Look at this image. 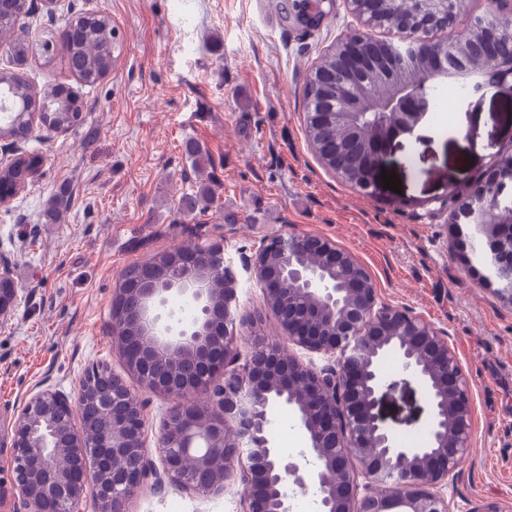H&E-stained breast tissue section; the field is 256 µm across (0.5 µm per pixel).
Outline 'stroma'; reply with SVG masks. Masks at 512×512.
Masks as SVG:
<instances>
[{
    "label": "stroma",
    "instance_id": "obj_1",
    "mask_svg": "<svg viewBox=\"0 0 512 512\" xmlns=\"http://www.w3.org/2000/svg\"><path fill=\"white\" fill-rule=\"evenodd\" d=\"M91 12L108 14L118 34L112 70L97 84L83 85L58 56L25 64L35 90L78 93L85 120L62 134L34 129L22 144L37 160L34 182L0 207L19 289L0 328V424L39 383L73 396L92 368L122 372L114 290L129 267L184 244L220 245L240 313L257 335L277 337L245 260L267 236L314 232L354 254L382 302L427 319L459 357L473 456L448 481L452 512H512V292L482 287L478 245L448 230L449 202L494 152L512 150V99L472 98L392 141L386 170L401 189L368 195L322 165L305 130L311 69L358 26L346 0H60L52 12L31 0L27 39ZM61 194L68 205L51 218ZM386 371L380 417L400 443L424 441L422 387L400 364ZM271 419L282 459L303 464L292 417L280 409ZM245 494L239 483L209 495L147 485L125 512H244Z\"/></svg>",
    "mask_w": 512,
    "mask_h": 512
}]
</instances>
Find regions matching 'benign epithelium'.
I'll return each instance as SVG.
<instances>
[{"label":"benign epithelium","mask_w":512,"mask_h":512,"mask_svg":"<svg viewBox=\"0 0 512 512\" xmlns=\"http://www.w3.org/2000/svg\"><path fill=\"white\" fill-rule=\"evenodd\" d=\"M362 31L337 42L309 77L319 105L305 113L311 146L322 163L356 190L371 194L387 163V145L422 123L430 100L424 86L483 47L485 64L469 71L470 95L487 88L512 96V8L495 19L460 28L467 0H402L395 11L397 40L373 31L385 26L388 0H347ZM437 33L447 40L438 41ZM386 102L393 111L365 131L361 112ZM14 140L0 150V172L20 160ZM512 191V155H498L487 174L449 213L455 231L466 226L487 246V282L512 287V247L504 241L500 198ZM210 248L176 249L142 264L148 273L122 279L112 299V343L125 375L104 367L88 373L71 398L43 383L33 388L6 428L14 489L27 512H82L93 489L100 512H123L134 492L153 479L160 490L180 486L215 493L241 481L247 512H291L288 484L320 491L321 512H452L441 487L470 452L471 387L455 350L423 317L380 299L366 267L348 250L317 233L262 240L246 261L282 342L251 347L230 327L237 279L228 266L224 287L211 288ZM12 253L0 248V325L17 300ZM190 302L187 326L163 321L168 296ZM322 355L317 368L288 353L286 343ZM402 360L431 406L424 444L399 445L376 406L381 362ZM136 380L132 386L126 377ZM173 395L150 458L144 405L136 387ZM203 390L207 398L195 394ZM277 399L308 435L316 460L308 478L281 465L266 433L267 409ZM248 466L237 468L239 459Z\"/></svg>","instance_id":"obj_1"}]
</instances>
